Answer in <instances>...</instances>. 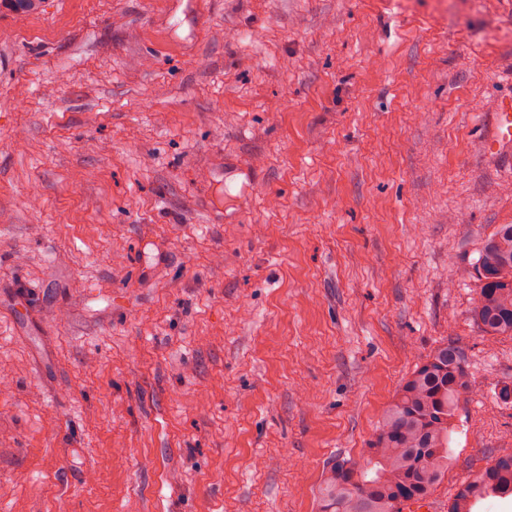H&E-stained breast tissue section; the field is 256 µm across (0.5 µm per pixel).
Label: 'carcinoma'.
I'll return each instance as SVG.
<instances>
[{"label":"carcinoma","instance_id":"cac0c4a2","mask_svg":"<svg viewBox=\"0 0 512 512\" xmlns=\"http://www.w3.org/2000/svg\"><path fill=\"white\" fill-rule=\"evenodd\" d=\"M480 288L472 319L486 336H512V224H501L478 260ZM471 384L461 351L435 348L403 382L381 414L367 454L333 462L321 491L320 512H402L427 498L448 473L449 420ZM512 496V448L458 490L448 512H471L489 496Z\"/></svg>","mask_w":512,"mask_h":512}]
</instances>
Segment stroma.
Masks as SVG:
<instances>
[{"instance_id":"35a3bbf8","label":"stroma","mask_w":512,"mask_h":512,"mask_svg":"<svg viewBox=\"0 0 512 512\" xmlns=\"http://www.w3.org/2000/svg\"><path fill=\"white\" fill-rule=\"evenodd\" d=\"M509 96L512 0L0 10V512H319L451 342L448 512L512 439ZM486 152L497 157L505 149L512 151V96L502 100L493 114V131L484 144ZM472 319L484 336H512V224L499 225L478 260Z\"/></svg>"}]
</instances>
